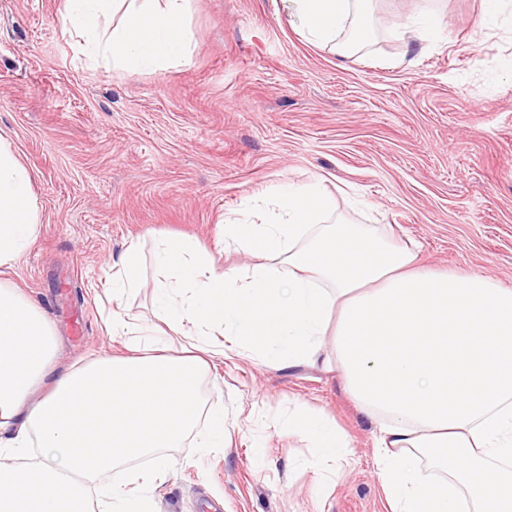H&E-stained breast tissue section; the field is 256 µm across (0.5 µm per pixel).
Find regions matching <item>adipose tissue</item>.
Masks as SVG:
<instances>
[{"instance_id":"1","label":"adipose tissue","mask_w":512,"mask_h":512,"mask_svg":"<svg viewBox=\"0 0 512 512\" xmlns=\"http://www.w3.org/2000/svg\"><path fill=\"white\" fill-rule=\"evenodd\" d=\"M291 3L303 34L339 56L374 38L370 0ZM189 10L190 0H66L62 25L93 65L148 70L190 60ZM40 227L32 174L0 135V268L18 265ZM224 239L254 256L246 272L163 237L149 280L129 247L112 295L151 288L152 321L112 310L124 353L58 377L53 321L0 278V512H152L166 467L126 475L118 464L177 447L214 359L233 357L339 375L377 421L374 465L391 512H512V323L497 322L512 319V288L418 269L413 247L334 216L316 185L282 189L261 223L225 225ZM173 331L194 337L192 353L171 355ZM459 399L468 408L450 410ZM285 426L319 448L322 469L349 454L323 416L300 410ZM33 445L39 461L22 468Z\"/></svg>"}]
</instances>
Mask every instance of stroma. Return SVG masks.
Returning <instances> with one entry per match:
<instances>
[{
	"mask_svg": "<svg viewBox=\"0 0 512 512\" xmlns=\"http://www.w3.org/2000/svg\"><path fill=\"white\" fill-rule=\"evenodd\" d=\"M65 0H0V134L31 170L41 231L12 278L54 320L55 363L118 353L106 294L124 251L225 245L285 186L320 184L357 224H389L418 266L512 288V0H374L378 38L353 59L307 40L285 0H191L192 58L151 71L90 66L63 34ZM439 15L432 39L414 29ZM223 447H179L124 463L169 476L155 512H389L373 463L375 424L336 374L246 359L206 377ZM333 418L353 460L308 467L315 450L282 422Z\"/></svg>",
	"mask_w": 512,
	"mask_h": 512,
	"instance_id": "stroma-1",
	"label": "stroma"
}]
</instances>
